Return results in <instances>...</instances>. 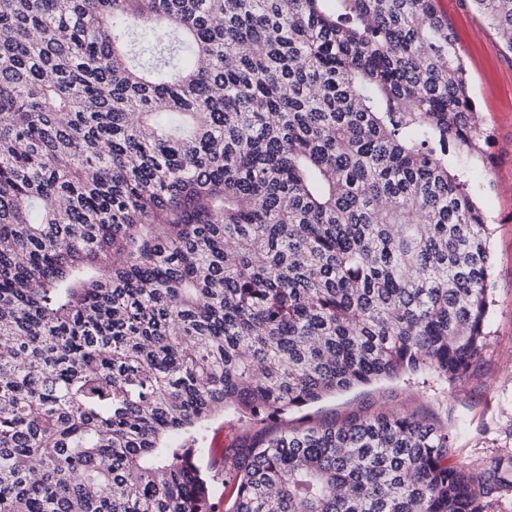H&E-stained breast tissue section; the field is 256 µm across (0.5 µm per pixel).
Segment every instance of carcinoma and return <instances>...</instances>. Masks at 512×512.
<instances>
[{
	"label": "carcinoma",
	"instance_id": "1",
	"mask_svg": "<svg viewBox=\"0 0 512 512\" xmlns=\"http://www.w3.org/2000/svg\"><path fill=\"white\" fill-rule=\"evenodd\" d=\"M0 0V512H214L194 447L485 343L489 134L435 0ZM512 49V0H471ZM358 409L224 449L225 512H512Z\"/></svg>",
	"mask_w": 512,
	"mask_h": 512
}]
</instances>
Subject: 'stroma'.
Here are the masks:
<instances>
[{"mask_svg":"<svg viewBox=\"0 0 512 512\" xmlns=\"http://www.w3.org/2000/svg\"><path fill=\"white\" fill-rule=\"evenodd\" d=\"M461 46L477 119L487 129L486 160L474 165L469 189L491 221V298L486 345L453 384L433 375H401L329 396L263 424L292 429L367 405L416 413L457 428L450 460L470 471L512 456V49L472 7L443 0Z\"/></svg>","mask_w":512,"mask_h":512,"instance_id":"obj_1","label":"stroma"}]
</instances>
